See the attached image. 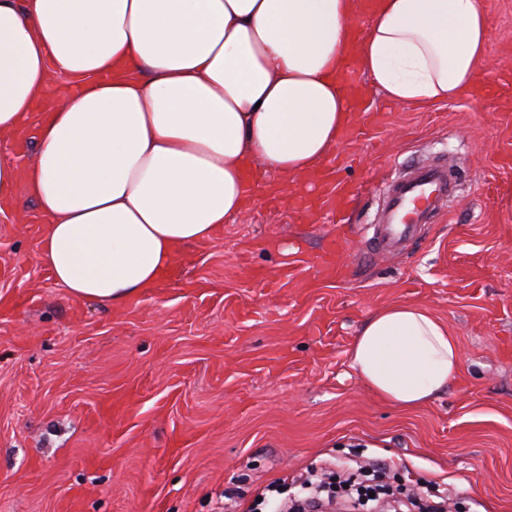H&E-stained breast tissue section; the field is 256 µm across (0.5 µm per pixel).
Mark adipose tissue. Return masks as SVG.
Segmentation results:
<instances>
[{
    "label": "adipose tissue",
    "instance_id": "ef3b65f1",
    "mask_svg": "<svg viewBox=\"0 0 512 512\" xmlns=\"http://www.w3.org/2000/svg\"><path fill=\"white\" fill-rule=\"evenodd\" d=\"M355 0H0V135L20 130L51 74L81 90L49 110L25 167L0 161V197L25 184L47 224L38 258L69 295L121 305L184 246L245 210L247 176L280 191L312 178L351 120L347 51L397 103H447L489 51L482 0H379L352 43ZM352 366L415 408L461 366L425 307H385Z\"/></svg>",
    "mask_w": 512,
    "mask_h": 512
}]
</instances>
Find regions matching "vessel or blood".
Instances as JSON below:
<instances>
[{
  "label": "vessel or blood",
  "mask_w": 512,
  "mask_h": 512,
  "mask_svg": "<svg viewBox=\"0 0 512 512\" xmlns=\"http://www.w3.org/2000/svg\"><path fill=\"white\" fill-rule=\"evenodd\" d=\"M340 160H333L322 170L320 180L323 193L319 204H342L354 191L352 185L338 176ZM454 190L453 176L447 165L431 163L412 167L406 176L394 179L386 189V216L376 225L368 240L367 252L377 257L403 251L413 241L416 228L425 223L427 216L440 209L443 195ZM315 263L338 273L341 268V251L338 241H329L314 258Z\"/></svg>",
  "instance_id": "vessel-or-blood-1"
}]
</instances>
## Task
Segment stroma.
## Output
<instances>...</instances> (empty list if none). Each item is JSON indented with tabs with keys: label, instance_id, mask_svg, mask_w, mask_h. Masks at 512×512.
Masks as SVG:
<instances>
[{
	"label": "stroma",
	"instance_id": "stroma-1",
	"mask_svg": "<svg viewBox=\"0 0 512 512\" xmlns=\"http://www.w3.org/2000/svg\"><path fill=\"white\" fill-rule=\"evenodd\" d=\"M489 61L512 77V0H483ZM373 124L340 139L358 187L342 227L254 190L170 277L112 306L58 288L38 260L45 221L24 189L0 199V512H273L266 486L327 459L389 462L392 477L462 492L452 512H512V104L470 95L412 107L358 80ZM41 114L0 136L25 165ZM444 162L458 180L404 251L365 257L383 185ZM340 234L346 277L312 266ZM426 307L456 337L458 374L401 410L351 367L364 322Z\"/></svg>",
	"mask_w": 512,
	"mask_h": 512
}]
</instances>
